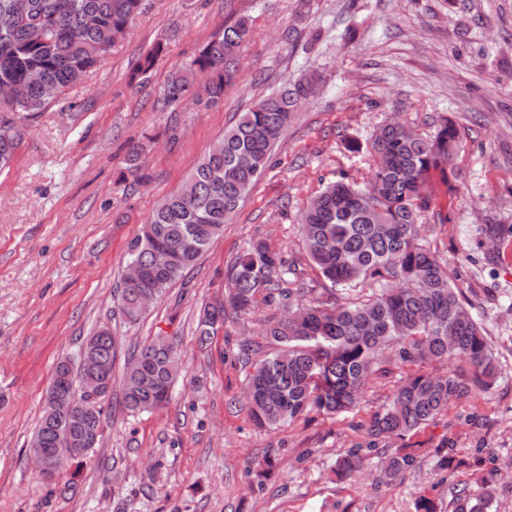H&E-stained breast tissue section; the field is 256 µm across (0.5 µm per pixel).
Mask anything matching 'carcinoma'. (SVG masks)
Returning <instances> with one entry per match:
<instances>
[{
	"instance_id": "carcinoma-1",
	"label": "carcinoma",
	"mask_w": 512,
	"mask_h": 512,
	"mask_svg": "<svg viewBox=\"0 0 512 512\" xmlns=\"http://www.w3.org/2000/svg\"><path fill=\"white\" fill-rule=\"evenodd\" d=\"M144 10V0H0V86L15 93L0 112L22 119L43 112L93 71ZM251 22L240 16L207 41L169 76L164 99L192 98L206 108L217 105L237 79L242 44ZM167 43H154L134 63L130 80L147 78L166 55ZM316 75L270 93L242 113L187 175L179 189L153 210L142 232L127 247L128 263L141 274L120 280L114 307L130 323L139 320L142 297L160 298L224 233L226 219L271 166L275 144L294 118L295 106L320 92ZM23 137L18 122L0 120V172L10 169ZM459 133L448 118L434 134L422 136L393 120L371 138L374 167L361 185L344 172L328 182L302 212V249L319 272L324 288H290L296 266L265 242H250L228 267L225 303L203 312L199 341L224 326L225 306L252 315L263 303L268 314L262 334L273 349L246 340L234 361L246 368L250 416L259 430L290 424L312 411L329 417L356 411L376 375L403 370L400 385L366 425L367 447L357 445L336 462L349 477L365 466L366 455L385 439H404L433 422L448 403L468 398L473 386L496 377V357L488 336L469 309L448 263L422 240L420 220L431 209L423 196L432 175L448 178V158L459 149ZM146 146L132 142L129 172L141 182L149 174L140 163ZM84 347L106 366L98 378L101 397L85 410L81 362L62 357L55 373L72 406L63 414L44 403L35 434L51 454L79 448L86 458L101 436L103 402L112 391L117 339L98 328ZM463 362L467 368L443 373L435 365ZM182 373L178 341L156 337L132 353L123 376V401L132 413L165 406ZM387 461L380 484L402 479L415 458L400 448H384ZM479 489L456 494L441 509L423 497L417 512H491L496 487L478 478Z\"/></svg>"
}]
</instances>
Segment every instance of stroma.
<instances>
[{"mask_svg":"<svg viewBox=\"0 0 512 512\" xmlns=\"http://www.w3.org/2000/svg\"><path fill=\"white\" fill-rule=\"evenodd\" d=\"M240 15L252 34L223 102L165 104L170 70ZM159 40L167 57L130 83L136 59ZM304 73L322 90L280 138L275 167L185 279L127 324L112 294L154 206L242 112ZM394 115L428 134L445 116L459 131L455 177L432 187L448 221L424 217L422 233L469 299L498 374L404 440L418 463L384 490L380 458L346 479L332 468L366 439L352 421L385 404L397 378L370 384L354 420L312 413L261 431L242 397L243 372L224 358L241 341L264 344L256 317L227 321L204 346L196 328L200 310L223 300L230 263L257 239L306 267L297 287H320L297 218L336 171L368 181L371 135ZM25 128L0 172V512H416L419 497L475 489L479 468L494 473L495 512H512V0H146L101 66ZM145 132L158 138L143 158L151 177L123 180L130 144ZM485 224L500 226V245L481 234ZM102 325L127 348L178 337L183 373L169 405L134 415L116 362L98 444L45 486L29 445L46 390L58 359L77 356ZM446 445L457 464L442 471ZM269 455L276 467L259 474Z\"/></svg>","mask_w":512,"mask_h":512,"instance_id":"1","label":"stroma"}]
</instances>
